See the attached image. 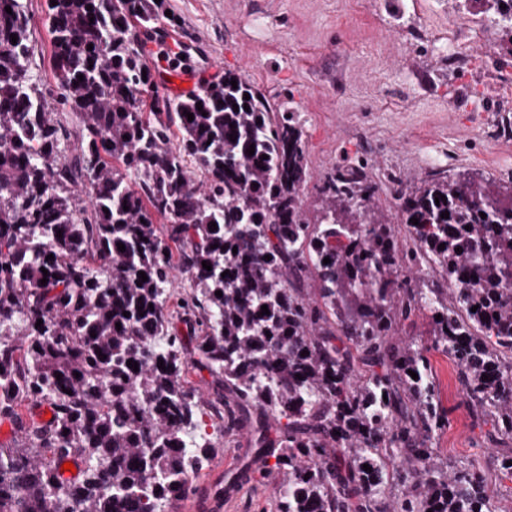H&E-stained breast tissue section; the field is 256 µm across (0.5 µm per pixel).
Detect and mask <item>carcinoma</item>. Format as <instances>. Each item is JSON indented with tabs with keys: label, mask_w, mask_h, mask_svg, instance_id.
I'll return each mask as SVG.
<instances>
[{
	"label": "carcinoma",
	"mask_w": 512,
	"mask_h": 512,
	"mask_svg": "<svg viewBox=\"0 0 512 512\" xmlns=\"http://www.w3.org/2000/svg\"><path fill=\"white\" fill-rule=\"evenodd\" d=\"M464 2L512 34V0ZM168 9L46 0L49 99L24 0H0V418L18 431L0 512H171L210 458L209 438L183 446L205 414L245 435L276 512H502L480 467L435 455L428 353L459 368L512 480V195L437 174L390 218L359 160L323 175L310 218L294 107L232 72L183 98L153 83L141 35L179 25ZM418 311L426 340L395 339Z\"/></svg>",
	"instance_id": "cac0c4a2"
}]
</instances>
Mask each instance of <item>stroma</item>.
<instances>
[{
  "instance_id": "1",
  "label": "stroma",
  "mask_w": 512,
  "mask_h": 512,
  "mask_svg": "<svg viewBox=\"0 0 512 512\" xmlns=\"http://www.w3.org/2000/svg\"><path fill=\"white\" fill-rule=\"evenodd\" d=\"M177 33L270 100L299 107L311 178L304 203L317 208L320 179L334 165L366 160L381 180L378 205L394 214L392 178L413 186L437 173L512 191V40L461 0H170ZM34 66L53 88L45 0H26ZM449 426L435 451L493 471V453L473 428L456 366L430 356ZM245 440L217 441L195 490L174 512H275L269 485L248 480L224 498L215 486L234 470Z\"/></svg>"
}]
</instances>
